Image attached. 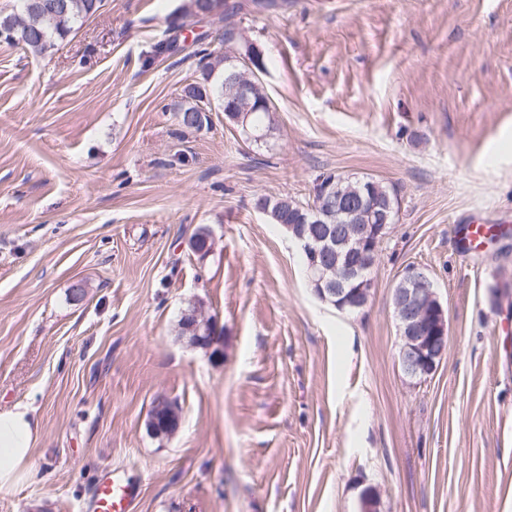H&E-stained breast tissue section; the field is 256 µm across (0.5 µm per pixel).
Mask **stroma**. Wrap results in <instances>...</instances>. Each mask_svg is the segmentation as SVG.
Masks as SVG:
<instances>
[{"label":"stroma","instance_id":"35a3bbf8","mask_svg":"<svg viewBox=\"0 0 512 512\" xmlns=\"http://www.w3.org/2000/svg\"><path fill=\"white\" fill-rule=\"evenodd\" d=\"M185 0H103L41 56L0 39V407L40 420L31 476L0 512H91L123 467L137 512H512V284L503 238L461 256L480 217L512 229V0H287L246 10L276 112L264 145L175 106L225 51ZM176 39L172 53L156 44ZM371 177L399 211L347 314L308 284L260 196L309 202L318 175ZM207 227L208 255L188 246ZM415 265L448 353L408 377L392 290ZM86 294L73 301L70 290ZM199 305L222 352L178 321ZM181 415L158 438L159 397ZM156 411L149 413L147 419V428L153 435L157 429L159 419H163L167 423L169 435L172 436L179 428V414L177 412H170L164 404H156Z\"/></svg>","mask_w":512,"mask_h":512}]
</instances>
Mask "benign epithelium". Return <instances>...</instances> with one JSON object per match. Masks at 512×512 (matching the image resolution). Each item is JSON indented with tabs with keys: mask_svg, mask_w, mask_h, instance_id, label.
I'll use <instances>...</instances> for the list:
<instances>
[{
	"mask_svg": "<svg viewBox=\"0 0 512 512\" xmlns=\"http://www.w3.org/2000/svg\"><path fill=\"white\" fill-rule=\"evenodd\" d=\"M260 57L258 50L251 55L233 53L224 55V64L231 68L229 80L237 92L235 104L224 109V122L229 126L239 125L249 116L251 105L248 94L254 71L251 59ZM313 196L329 199L328 210L347 218V223L334 232L325 227L312 234L295 224H286L284 229L300 244L307 258L309 284L315 295L323 302L346 313L361 311L371 297V287L364 272L374 269L379 256V242L385 237L390 215L382 212L380 224H360V209L342 200L336 194L335 181L318 180L313 187ZM393 305L398 321L400 338V363L412 379L422 380L435 372L448 351V316L440 302L433 280L420 268L409 266L393 288ZM189 330L199 333L201 328L217 335L221 332L214 319L206 317L201 308L193 306L183 313ZM165 420L169 434L179 428V414L168 410L163 404L149 413L147 428L155 433L159 420ZM381 493L368 486L360 495V512H380Z\"/></svg>",
	"mask_w": 512,
	"mask_h": 512,
	"instance_id": "benign-epithelium-1",
	"label": "benign epithelium"
}]
</instances>
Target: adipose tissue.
I'll return each instance as SVG.
<instances>
[{"instance_id": "ef3b65f1", "label": "adipose tissue", "mask_w": 512, "mask_h": 512, "mask_svg": "<svg viewBox=\"0 0 512 512\" xmlns=\"http://www.w3.org/2000/svg\"><path fill=\"white\" fill-rule=\"evenodd\" d=\"M39 432L40 423L30 406L17 403L0 410V491L32 473Z\"/></svg>"}]
</instances>
